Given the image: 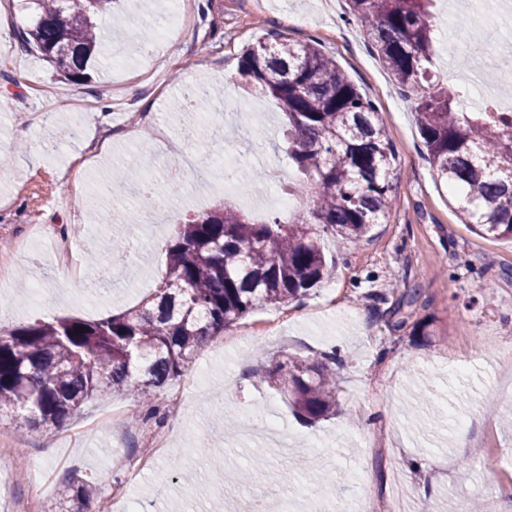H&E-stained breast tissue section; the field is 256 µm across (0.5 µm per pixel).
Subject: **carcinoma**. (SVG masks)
<instances>
[{
    "label": "carcinoma",
    "mask_w": 512,
    "mask_h": 512,
    "mask_svg": "<svg viewBox=\"0 0 512 512\" xmlns=\"http://www.w3.org/2000/svg\"><path fill=\"white\" fill-rule=\"evenodd\" d=\"M361 35L402 88L430 77L435 0H348ZM37 19L23 45L56 74L80 82L103 50L99 19L112 0H30ZM244 84L258 85L283 114L281 151L301 176L305 207L282 222L250 221L225 205L178 225L166 271L148 304L95 320L59 317L0 336V412L24 427H61L109 392L137 396L155 413L156 392L180 378L210 337L263 306L301 301L334 268L324 239L367 237L392 206L395 155L380 110L315 40L281 34L247 49ZM427 160L475 233L512 239V119L466 111L455 95H423L414 109ZM336 353L321 369L294 361L257 375L315 421L336 408ZM95 490L64 485L51 512H90Z\"/></svg>",
    "instance_id": "obj_1"
}]
</instances>
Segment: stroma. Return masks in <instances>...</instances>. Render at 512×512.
I'll return each instance as SVG.
<instances>
[{"instance_id":"1","label":"stroma","mask_w":512,"mask_h":512,"mask_svg":"<svg viewBox=\"0 0 512 512\" xmlns=\"http://www.w3.org/2000/svg\"><path fill=\"white\" fill-rule=\"evenodd\" d=\"M120 24L103 17L112 41L124 45L126 67H112V50L82 82L56 76L47 62L24 52L20 33L35 21L25 0H0V201L11 211L0 222V259L16 237L39 227L0 302V331L38 319H95L136 305L159 284L165 244L185 217L226 202L264 221L267 190L253 204L225 194L219 179L201 183L185 173L173 201L179 210L162 224H116L123 212L112 197L64 204L69 167L80 163L84 184L109 181L113 166L138 181L147 166L181 169L193 147L201 170L220 165L233 150L247 172L283 163L274 147L282 122L272 98L264 112L225 117L224 101L249 104L251 87L238 81L245 47L282 33L316 39L374 99L395 152L393 205L368 238L336 255L328 280L303 301L255 310L211 338L198 365L180 379L188 391L173 402L174 385L158 391L151 425L165 426L172 448H190L193 463L173 467L157 459L129 488L139 512H242L262 499L281 512L285 499L305 494L298 512L325 502L370 499L373 512H461L471 485H498L501 512H512V242L485 239L461 224L441 188L418 132L420 92L452 87L463 94L468 68L439 55L440 78L422 90L401 89L347 20V0H280L266 9L256 0H193V25L173 34L159 58L143 60L126 29L142 16L163 23V0H141ZM209 84L215 93L207 124L180 112L185 87ZM69 238L80 258L98 255L102 280L73 286L50 240ZM415 302H408V295ZM276 321L260 341L247 332L259 319ZM338 349L336 410L309 422L255 372L300 358L320 362ZM58 431L25 430L0 418V446L51 463ZM146 429L115 438L110 428L88 430L67 465L53 468L48 487L32 496L27 469L0 468V512L34 500L47 512L71 480L93 482L99 496L126 480L113 468L118 454L149 452ZM265 456L260 467L255 457ZM469 481H461V464Z\"/></svg>"}]
</instances>
